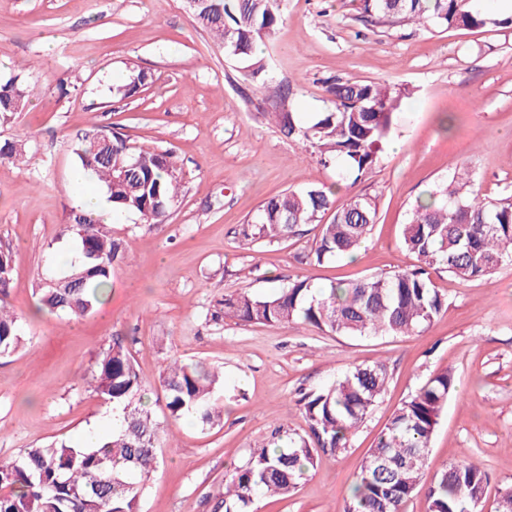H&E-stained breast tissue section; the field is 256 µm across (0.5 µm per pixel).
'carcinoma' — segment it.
Segmentation results:
<instances>
[{"instance_id": "1", "label": "carcinoma", "mask_w": 512, "mask_h": 512, "mask_svg": "<svg viewBox=\"0 0 512 512\" xmlns=\"http://www.w3.org/2000/svg\"><path fill=\"white\" fill-rule=\"evenodd\" d=\"M284 0H205L189 7L196 24L237 59L246 78L276 99L271 113L279 131L300 136L323 165L336 163L358 182L369 175L388 144L393 117L410 97L406 88L378 82L336 80L328 87L329 106L315 121L297 125L292 92L272 85L267 60L257 43L272 37L284 19ZM370 22L415 24L445 30L512 24L491 18L480 0H361ZM151 75L139 71L113 87L121 99L136 96ZM27 92L18 76L0 80V123H8ZM84 134L75 149L77 171L103 183L112 208L160 223L178 200L180 179L172 156L132 148L116 135L93 141ZM377 198L357 194L336 201L329 189L288 190L265 201L242 225L241 240L279 243L303 224H321L310 252L318 264L353 255L375 224ZM327 223H322L326 214ZM76 257L60 288L40 289V306L76 317L91 314L104 295L114 266L126 259L123 243L84 211L73 216ZM401 243L418 265L316 288L292 280L272 295L247 292L224 297V318L242 323L309 325L329 334L356 337L410 336L422 332L446 307L428 269L438 266L463 281L486 279L512 262V195L487 198L471 181L456 176L442 190L417 200L402 226ZM11 256L0 250V357L14 354L22 336L7 307ZM93 391L112 405V433L95 448L65 440L29 448L12 461H0V512H135L141 490L157 469L161 426L152 415L148 388L130 350L115 340L91 362ZM381 362L352 365L331 386L305 394L307 430L280 428L253 450L224 483V512H249L254 497L291 495L320 455L346 448L385 391ZM221 376L203 366L171 361L160 386L169 417L194 418L213 426L223 409L215 397ZM455 389L449 370L432 375L392 415L356 475L344 512H405L427 460L431 440L448 397ZM488 473L473 461L440 471L428 490L429 512H482Z\"/></svg>"}]
</instances>
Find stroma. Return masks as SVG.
Masks as SVG:
<instances>
[{
    "mask_svg": "<svg viewBox=\"0 0 512 512\" xmlns=\"http://www.w3.org/2000/svg\"><path fill=\"white\" fill-rule=\"evenodd\" d=\"M286 19L262 44L275 82L288 85L302 119L328 106V81L368 80L412 89L382 157L364 180L321 165L308 144L284 136L272 99L243 80L240 63L199 28L184 0H0V79L21 75L28 100L0 141L25 147L0 159V247L12 257L7 302L22 346L0 358V460L55 440L79 441L112 417L87 383L91 358L123 339L146 384L170 357L220 369L224 420L212 427L155 418L169 436L136 512H224V482L279 427H306L300 391L326 387L349 363H384L386 390L347 448L320 457L286 498L256 496L252 512H343L354 476L393 413L435 372L456 386L434 433L406 512H428L435 474L475 459L490 476L483 512L512 487V264L462 282L431 279L448 308L421 333L360 338L293 324L234 323L222 300L268 296L288 281L315 286L415 264L400 243L417 199L469 176L490 197L512 193V25L433 31L370 23L358 0H285ZM151 82L131 99L111 88L137 70ZM172 152L181 178L162 223L104 204L98 218L126 247L97 311L36 313L37 291L61 275L67 230L94 178L78 176L86 131ZM336 186L378 197L377 220L356 258L307 260L319 225L274 245H242L237 230L288 189Z\"/></svg>",
    "mask_w": 512,
    "mask_h": 512,
    "instance_id": "stroma-1",
    "label": "stroma"
}]
</instances>
